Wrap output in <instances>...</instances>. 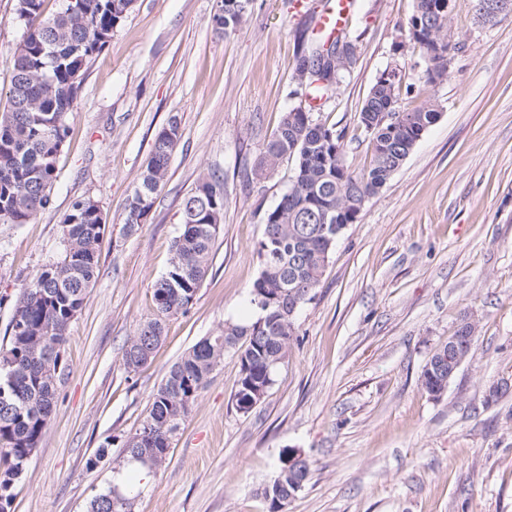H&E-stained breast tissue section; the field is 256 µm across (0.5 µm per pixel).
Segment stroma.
<instances>
[{
	"mask_svg": "<svg viewBox=\"0 0 512 512\" xmlns=\"http://www.w3.org/2000/svg\"><path fill=\"white\" fill-rule=\"evenodd\" d=\"M17 0H0V108L26 30ZM413 0H356L346 35L356 67L317 112L347 132L344 162L368 168L358 113L376 78L399 69L404 107L441 104L404 164L338 236L316 295L264 401L236 410L239 364L226 353L177 432L168 460L144 478L122 445L169 368L225 324L257 315L263 218L287 192L292 165L252 169L296 95L300 36L316 16L293 0H252L217 35V0H137L91 61L68 117L51 204L28 224H0V339L22 279L64 250L74 199L97 201L108 231L100 274L72 321L69 374L10 512H87L93 495L129 489L135 512H268L262 490L283 449L312 464L285 512H512V18L476 20L452 0L457 45L447 78L424 85L406 41ZM182 131L154 205L132 233L125 205L170 118ZM223 176L224 221L188 313L169 318L154 358L127 372L128 339L154 318L149 284L168 268L180 211L199 176ZM477 333L440 398L422 387L431 355L464 318ZM504 388L488 400L490 386Z\"/></svg>",
	"mask_w": 512,
	"mask_h": 512,
	"instance_id": "1",
	"label": "stroma"
}]
</instances>
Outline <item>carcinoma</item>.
<instances>
[{
	"label": "carcinoma",
	"mask_w": 512,
	"mask_h": 512,
	"mask_svg": "<svg viewBox=\"0 0 512 512\" xmlns=\"http://www.w3.org/2000/svg\"><path fill=\"white\" fill-rule=\"evenodd\" d=\"M136 0H61L53 15L44 0H17L15 20L26 36L14 52L7 107L0 112V224H28L46 208L56 178V160L67 135L66 117L73 111L79 80L91 60L106 47L112 32L134 8ZM441 0H414L406 27L417 52V65L427 85L448 74L447 56L457 50L448 41L451 9ZM251 0H219L212 17L220 35L244 19ZM341 40L310 44L299 56L298 85L321 95L333 91L356 60L327 59ZM401 77L382 72L359 112V126L371 146L367 170L356 173L343 159L345 130L317 122L311 108L293 107L265 143L255 175L273 174L281 162H293L288 192L264 218L257 253L261 270L250 289L258 317L228 324L200 340L169 369L152 394L147 416L123 443L125 464L149 472L165 463L173 438L190 405L210 375L235 350L240 366L234 395L237 411L249 414L261 402L259 389L273 383L288 343L295 335V315L320 283L336 246L337 235L357 222L365 205L391 176L439 117L435 104L405 109L400 103ZM180 125L170 120L155 135L151 161L127 200L124 228H139L165 182L169 161L181 140ZM224 179L201 175L181 209L182 231L172 245L166 272L152 281L157 317L129 338L123 352L128 372L135 373L160 343L165 319L188 312L208 266L224 219ZM65 253L20 284L11 322L24 327L11 332L0 348V512H9L13 489L32 450L38 448L55 409L67 366L61 355L68 328L82 309L99 276V246L106 232L102 210L89 198L75 199L63 220ZM448 368L433 354L421 375L428 393L442 389ZM288 453L280 457L278 476L263 489L268 512H284L294 479H311L309 460L288 470ZM135 498L113 489L95 496L90 512H134Z\"/></svg>",
	"instance_id": "1"
}]
</instances>
